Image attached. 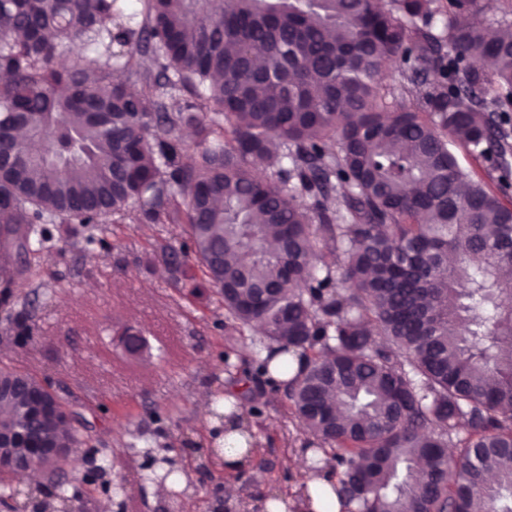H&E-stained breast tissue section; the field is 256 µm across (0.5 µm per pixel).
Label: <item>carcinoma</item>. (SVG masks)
<instances>
[{"label":"carcinoma","instance_id":"cac0c4a2","mask_svg":"<svg viewBox=\"0 0 512 512\" xmlns=\"http://www.w3.org/2000/svg\"><path fill=\"white\" fill-rule=\"evenodd\" d=\"M141 2L0 0V242L24 256L0 303L59 224H185L160 247L172 283L260 326L269 355L230 383L298 362L282 385L340 501L512 512V208L454 153L509 171L512 20L488 35L480 0ZM393 62L408 106L378 95ZM2 377L31 387L0 395L17 457L83 443L39 418L40 380ZM65 464L49 482L81 512L68 486L112 462L70 482Z\"/></svg>","mask_w":512,"mask_h":512}]
</instances>
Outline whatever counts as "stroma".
Wrapping results in <instances>:
<instances>
[{"instance_id": "stroma-1", "label": "stroma", "mask_w": 512, "mask_h": 512, "mask_svg": "<svg viewBox=\"0 0 512 512\" xmlns=\"http://www.w3.org/2000/svg\"><path fill=\"white\" fill-rule=\"evenodd\" d=\"M99 235L106 246L57 232L49 249L32 258L31 276L15 287L33 303L31 340L16 342L0 309V362L50 386L85 425L81 454L70 459L66 476L84 473L95 455L117 461L101 480L121 485V493L84 487L82 512H100L104 502L110 512H244L292 493L303 480L295 459L305 434L284 391L271 384L241 400L256 409L245 424L259 441L250 464L228 472L211 455L224 424L201 394L227 397L225 363L245 368L260 336H229L216 289L188 299L173 286L155 248L187 241V225L116 218ZM130 328L147 341L138 358L121 345ZM153 409L158 417H150ZM145 437L156 442L153 454L140 446ZM162 458L181 473L180 486L164 496L152 490L165 472ZM229 484L237 491L232 500L224 496Z\"/></svg>"}]
</instances>
